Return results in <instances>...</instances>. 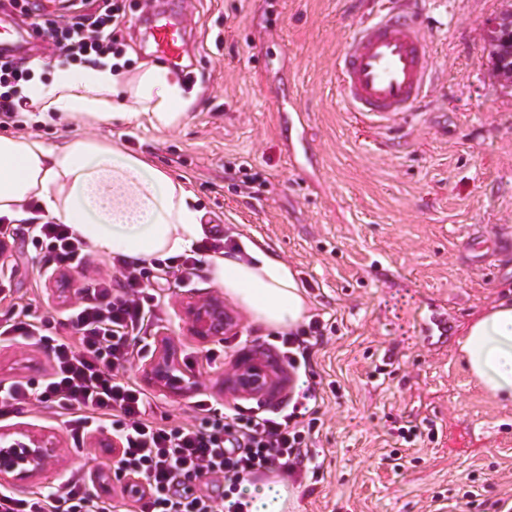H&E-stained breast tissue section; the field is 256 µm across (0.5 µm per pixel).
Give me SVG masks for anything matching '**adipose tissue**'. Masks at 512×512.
Returning <instances> with one entry per match:
<instances>
[{"mask_svg":"<svg viewBox=\"0 0 512 512\" xmlns=\"http://www.w3.org/2000/svg\"><path fill=\"white\" fill-rule=\"evenodd\" d=\"M28 110L84 125L127 121L157 132L188 120L193 104L179 77L159 64L132 73L104 61L95 67L55 65L49 81L20 90ZM41 216L71 227L92 250L151 260L190 252L203 236V212L184 181L140 154L96 139L54 145L0 134V218ZM212 279L263 325L293 329L307 315L305 292L288 265L249 244L239 254L209 257ZM458 354L471 378L492 398L512 404V301L476 319ZM249 512H288L296 490L276 478L243 485Z\"/></svg>","mask_w":512,"mask_h":512,"instance_id":"adipose-tissue-1","label":"adipose tissue"}]
</instances>
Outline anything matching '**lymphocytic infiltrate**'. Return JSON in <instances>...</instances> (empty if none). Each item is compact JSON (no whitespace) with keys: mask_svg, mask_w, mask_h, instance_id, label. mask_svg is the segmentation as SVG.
Listing matches in <instances>:
<instances>
[{"mask_svg":"<svg viewBox=\"0 0 512 512\" xmlns=\"http://www.w3.org/2000/svg\"><path fill=\"white\" fill-rule=\"evenodd\" d=\"M67 16L35 14L38 34L65 60L89 65L118 56L116 33L126 13L119 0H70ZM27 59L0 56V126L23 127L15 89L28 81ZM28 238L46 250L57 270L85 269L87 244L67 225L30 222ZM203 270L197 255L176 263L125 260L118 281L89 278L77 300L55 320H19L0 327L5 340H29L51 360L43 380L0 383V417L32 405L66 417L73 443L106 433L120 444L119 464L141 482L138 512H245L237 498L244 481L276 466L290 473L316 465V418L306 417L317 388L306 383L291 408L273 414L218 409L205 398L194 401L193 421L159 425L151 395L124 376L143 351L146 329L156 316L158 293L149 291L150 274L172 276L191 285ZM326 324L312 318L302 333L282 335V353L293 371L310 368L314 344ZM86 472L72 470L56 487L21 497L0 484V512H114Z\"/></svg>","mask_w":512,"mask_h":512,"instance_id":"f902f5d3","label":"lymphocytic infiltrate"}]
</instances>
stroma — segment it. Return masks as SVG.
<instances>
[{"mask_svg": "<svg viewBox=\"0 0 512 512\" xmlns=\"http://www.w3.org/2000/svg\"><path fill=\"white\" fill-rule=\"evenodd\" d=\"M126 9L117 45L129 72L155 61L146 17L187 15L180 75L195 96L189 121L163 133L112 121L87 131L29 112L20 134L51 145L88 132L187 178L205 226L230 228L242 246H267L295 272L309 316L333 325L312 359L322 387L320 470L268 471L297 488L291 512H455L468 490L466 512H505L512 406L472 381L456 342L512 292V86L489 58L491 24L512 0H425L437 81L426 107L389 130L357 121L338 102L336 57L359 20L358 0H126ZM112 262L95 254L89 273L113 274ZM52 270L32 247L0 254V324L75 301L89 273L62 292ZM222 293L208 275L163 285L152 335L171 344L196 385L171 393L148 377L149 354L135 358L127 374L153 397L159 423L190 419L201 395L220 409H272L294 394L290 377L260 398L225 391V375L243 358L287 365L274 330L236 302L234 339L191 336L186 304ZM436 321L447 332L432 330ZM49 370L43 350L0 345V380ZM407 420L432 427L433 439L399 446ZM0 427L49 433L60 448L40 478L16 485L22 496L72 469L96 475L116 463L102 436L72 447L64 417L49 409L0 418Z\"/></svg>", "mask_w": 512, "mask_h": 512, "instance_id": "obj_1", "label": "stroma"}]
</instances>
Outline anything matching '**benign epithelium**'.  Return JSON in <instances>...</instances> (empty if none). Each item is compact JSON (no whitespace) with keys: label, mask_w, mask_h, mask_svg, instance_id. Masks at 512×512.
<instances>
[{"label":"benign epithelium","mask_w":512,"mask_h":512,"mask_svg":"<svg viewBox=\"0 0 512 512\" xmlns=\"http://www.w3.org/2000/svg\"><path fill=\"white\" fill-rule=\"evenodd\" d=\"M223 309V325L227 328L233 322L232 314L224 309V301L211 299L191 303L186 309L190 329L198 339L205 341L222 332L214 331L213 309ZM147 372L167 386L187 391L194 386L195 376L181 369L168 348L149 363ZM234 394L241 397L259 396L277 384V379L265 363L255 359L236 368L231 379ZM57 445L53 437L22 428H0V481L23 483L40 476L56 456Z\"/></svg>","instance_id":"1"}]
</instances>
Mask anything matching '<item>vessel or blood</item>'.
<instances>
[{
  "mask_svg": "<svg viewBox=\"0 0 512 512\" xmlns=\"http://www.w3.org/2000/svg\"><path fill=\"white\" fill-rule=\"evenodd\" d=\"M144 36L157 58L182 65L187 44L182 15L147 22ZM31 37L9 16H0V53L27 56ZM431 57L416 0H387L356 24L337 55V95L347 111L363 119L393 122L428 96L434 81Z\"/></svg>",
  "mask_w": 512,
  "mask_h": 512,
  "instance_id": "b4317fda",
  "label": "vessel or blood"
}]
</instances>
